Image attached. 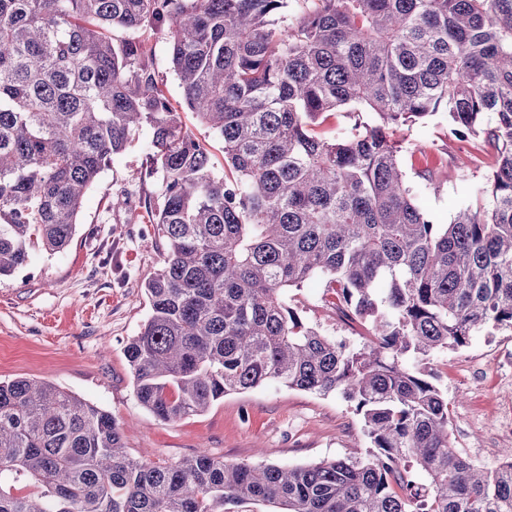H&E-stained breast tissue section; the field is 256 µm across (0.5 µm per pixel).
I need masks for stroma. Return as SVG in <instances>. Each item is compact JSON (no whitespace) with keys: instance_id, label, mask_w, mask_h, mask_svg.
Wrapping results in <instances>:
<instances>
[{"instance_id":"35a3bbf8","label":"stroma","mask_w":512,"mask_h":512,"mask_svg":"<svg viewBox=\"0 0 512 512\" xmlns=\"http://www.w3.org/2000/svg\"><path fill=\"white\" fill-rule=\"evenodd\" d=\"M148 43L166 96L187 127L209 139L215 170L223 172L221 142L184 108L166 36L149 34ZM405 136L410 148L426 149L408 173L418 204L436 223H449L473 202L485 165L471 160L442 117L414 125ZM149 140V128H142L88 189L68 247L51 256L34 253L24 269L0 278V380L46 381L105 409L123 426L126 451L152 464L205 453L227 463L295 466L365 451L354 403L333 394L267 384L226 395L174 423L138 403L124 347L149 315L144 283L165 248L153 225L161 179L143 174ZM426 167L434 168L439 190L420 177ZM119 190L129 192L138 223L110 208L109 197ZM330 301L321 279L288 293L289 304L327 335L360 343L357 328L328 325ZM432 366L448 395L454 448L469 457L481 452L488 467L511 458L512 434L503 433L500 412L512 401V332L480 333L465 347L435 356Z\"/></svg>"}]
</instances>
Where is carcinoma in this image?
<instances>
[{
    "label": "carcinoma",
    "instance_id": "cac0c4a2",
    "mask_svg": "<svg viewBox=\"0 0 512 512\" xmlns=\"http://www.w3.org/2000/svg\"><path fill=\"white\" fill-rule=\"evenodd\" d=\"M287 6L0 0V277L69 245L84 194L147 126L166 252L124 349L140 405L175 422L268 383L338 393L368 453L145 463L110 413L19 377L0 381V512H512V459L485 467L452 448L430 367L512 330V0H318L282 26ZM147 26L167 29L224 175L165 95ZM341 109L350 127L318 133ZM438 114L491 148L448 224L418 205L391 135ZM313 278L373 340L328 336L288 305Z\"/></svg>",
    "mask_w": 512,
    "mask_h": 512
}]
</instances>
